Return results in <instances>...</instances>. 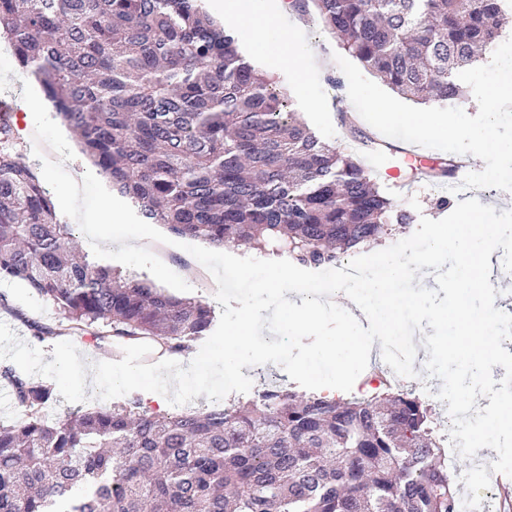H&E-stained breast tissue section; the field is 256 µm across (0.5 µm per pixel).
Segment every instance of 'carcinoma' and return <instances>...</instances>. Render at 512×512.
Masks as SVG:
<instances>
[{
	"mask_svg": "<svg viewBox=\"0 0 512 512\" xmlns=\"http://www.w3.org/2000/svg\"><path fill=\"white\" fill-rule=\"evenodd\" d=\"M343 48L418 104L460 105L506 0H313ZM0 37L82 153L150 224L215 247L332 266L412 215L354 154L312 133L199 0H0ZM66 330L163 344L210 336L211 307L76 254L69 225L0 127V279ZM24 419L0 426V512H457V474L411 392L267 389L155 416L133 398L50 417L54 388L11 364Z\"/></svg>",
	"mask_w": 512,
	"mask_h": 512,
	"instance_id": "obj_1",
	"label": "carcinoma"
}]
</instances>
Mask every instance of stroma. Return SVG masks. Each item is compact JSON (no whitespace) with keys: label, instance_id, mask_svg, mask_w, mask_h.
I'll return each mask as SVG.
<instances>
[{"label":"stroma","instance_id":"stroma-1","mask_svg":"<svg viewBox=\"0 0 512 512\" xmlns=\"http://www.w3.org/2000/svg\"><path fill=\"white\" fill-rule=\"evenodd\" d=\"M304 42L308 47L329 55L332 62L327 73L315 75L302 89L293 86L288 72L276 73V81L301 120L328 144L344 146L349 141L348 113L363 112L365 118L359 124L360 130L385 141L395 151L422 145L423 150L416 163L426 168L447 165L449 157L457 153L458 142L451 136L420 139L411 127L388 119L385 113L374 109L369 102L370 97L388 99L397 112H415L422 108L448 118L452 124L468 125L485 120L482 112L474 107V100L481 98L488 87L512 84V70H505L503 62L497 59L491 67L475 65L457 73V80L466 90L467 103L451 107L431 102L421 107L399 97L350 56L340 40L324 28L316 11H309L307 15ZM358 86L367 91V99L353 96L352 91ZM502 167V173L492 177L484 176L481 170H474V179L470 182L460 175L446 179L440 186L427 180L413 182L408 197L398 198L399 205L404 209L409 208L410 198H417L422 215L437 220L450 213L449 208L437 206V199L453 192L468 199H477L499 211L512 210V160H503ZM0 293L8 301L7 307H0V322L7 324L27 344L43 349L45 361H52L58 336L36 338L32 326L38 323L58 327L60 316L53 303L15 281L0 280Z\"/></svg>","mask_w":512,"mask_h":512}]
</instances>
